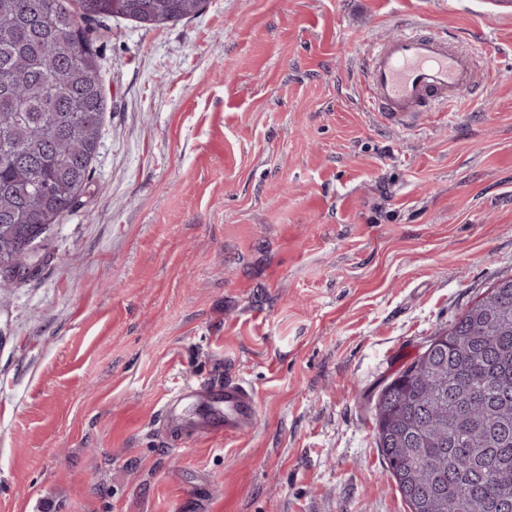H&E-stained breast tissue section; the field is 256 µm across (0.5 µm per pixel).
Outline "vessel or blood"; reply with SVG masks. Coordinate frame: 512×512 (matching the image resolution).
I'll return each instance as SVG.
<instances>
[{
  "label": "vessel or blood",
  "mask_w": 512,
  "mask_h": 512,
  "mask_svg": "<svg viewBox=\"0 0 512 512\" xmlns=\"http://www.w3.org/2000/svg\"><path fill=\"white\" fill-rule=\"evenodd\" d=\"M478 63L452 37L419 28L400 31L373 48L363 69L361 105L394 129L410 127L430 112H454L465 94L477 93ZM224 427L203 426L204 437L243 434L257 408L254 389L245 381L202 382Z\"/></svg>",
  "instance_id": "1"
}]
</instances>
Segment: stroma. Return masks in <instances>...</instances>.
I'll return each instance as SVG.
<instances>
[{"label": "stroma", "mask_w": 512, "mask_h": 512, "mask_svg": "<svg viewBox=\"0 0 512 512\" xmlns=\"http://www.w3.org/2000/svg\"><path fill=\"white\" fill-rule=\"evenodd\" d=\"M479 43L478 102L361 111L402 26ZM92 181L0 288V512H408L385 382L512 275V0H205L111 19ZM244 380L208 440L180 382ZM217 412L224 411V438L246 431V421L252 419L257 408L254 389L244 380L235 382H201Z\"/></svg>", "instance_id": "stroma-1"}]
</instances>
